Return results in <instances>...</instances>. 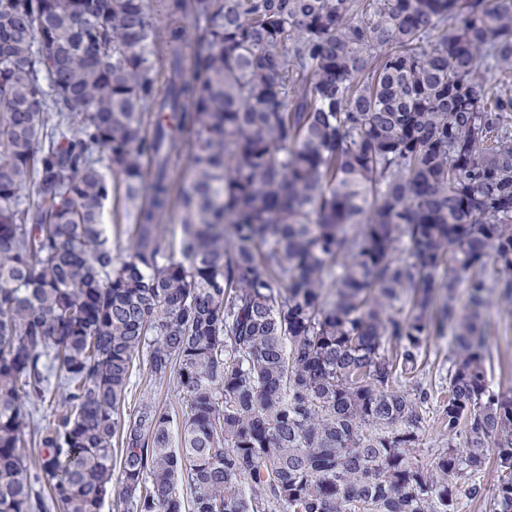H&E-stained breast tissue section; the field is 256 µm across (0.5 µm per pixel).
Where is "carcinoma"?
Returning <instances> with one entry per match:
<instances>
[{
	"instance_id": "cac0c4a2",
	"label": "carcinoma",
	"mask_w": 512,
	"mask_h": 512,
	"mask_svg": "<svg viewBox=\"0 0 512 512\" xmlns=\"http://www.w3.org/2000/svg\"><path fill=\"white\" fill-rule=\"evenodd\" d=\"M494 304L512 0H0V512H101L115 439L123 512H462L489 448L512 512ZM139 356L180 418L121 417ZM105 224L108 245L112 248V258L114 263L118 264L126 256V221L122 205L119 204L116 209H113L112 198L106 204ZM451 346L448 336L446 338H433L429 342V366L426 368L427 382H432L435 389V396L426 409V432L423 440L422 448L414 454V459L419 464H429L432 455L436 453L439 448L446 447L447 436L443 433L440 424V405L443 402V395L437 393V389L441 385L444 388L448 385L444 382L448 370V356L450 355ZM430 368V371L428 370Z\"/></svg>"
}]
</instances>
